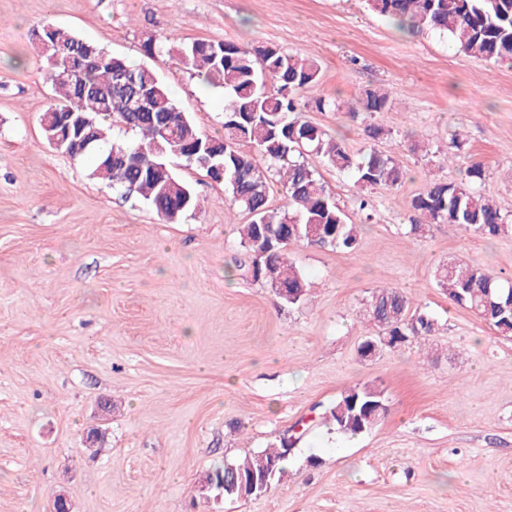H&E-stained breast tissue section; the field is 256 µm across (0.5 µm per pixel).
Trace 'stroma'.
Instances as JSON below:
<instances>
[{
	"mask_svg": "<svg viewBox=\"0 0 512 512\" xmlns=\"http://www.w3.org/2000/svg\"><path fill=\"white\" fill-rule=\"evenodd\" d=\"M45 24L149 63L208 135L224 132L222 93L176 60L147 58L148 36L318 60L302 119L358 152L362 120L315 102L384 88L391 134L375 147L408 178L370 193L356 252L293 247L314 288L301 306L277 303L240 244L248 216L205 171L170 158L200 205L169 223L93 177V158L49 147L39 118L53 91L34 37ZM415 138L442 160L410 152ZM473 161L483 193L512 214V65L404 31L366 0H0V512H49L59 494L71 512H512V337L432 278L452 259L512 278V233H405L428 177L459 179ZM381 287L403 289L442 327L426 346L364 360L359 314ZM365 383L385 391L380 423L355 438L321 424ZM301 421L310 429L267 495L202 487ZM93 431L104 436L95 454Z\"/></svg>",
	"mask_w": 512,
	"mask_h": 512,
	"instance_id": "stroma-1",
	"label": "stroma"
}]
</instances>
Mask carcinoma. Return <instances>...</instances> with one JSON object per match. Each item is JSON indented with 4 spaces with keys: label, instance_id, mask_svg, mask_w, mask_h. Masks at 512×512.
<instances>
[{
    "label": "carcinoma",
    "instance_id": "carcinoma-1",
    "mask_svg": "<svg viewBox=\"0 0 512 512\" xmlns=\"http://www.w3.org/2000/svg\"><path fill=\"white\" fill-rule=\"evenodd\" d=\"M382 15L407 22L412 31L432 30L450 40L460 52L483 60H512V0H368ZM47 62L46 80L55 93L45 113L67 112L79 116L90 111L88 90L104 89L124 74L135 81L138 92L149 93L145 109L122 89L112 87V99L98 105L93 140L81 157H95L92 175L137 194L160 219L182 200L183 217L198 207L190 185L171 168L172 154L190 168L203 170L223 183L230 207L250 215L240 229L241 246L251 258L253 278L270 288L277 300L290 306L303 303L313 283L296 266L289 249L298 245L331 247L354 252L359 247L361 225L353 223L331 196L309 154L339 172L348 173L363 195L359 209H369L364 195L376 188L397 189L405 182L400 161L371 146L351 154L343 140L323 127L297 117V93L317 83L321 65L286 53L275 45L248 48L224 41L197 39L173 42L148 37L143 50L148 56L178 60L214 87L224 88V134L212 136L196 128L181 110L169 88L151 67L135 65L126 57L60 28L35 32ZM97 59L86 68L87 58ZM388 93L366 88L347 106V112L371 117L389 110ZM133 134V141L114 138V128ZM46 142L57 141L58 153L67 151L64 128L41 124ZM484 180L479 162L469 164L459 182L432 177L413 196L411 208L417 220L408 234L421 236L434 224H459L489 239L512 232V215L505 214L477 188ZM280 184L288 204L270 203L274 184ZM437 287L461 307L470 309L502 336H512V283H504L483 269L462 260H450L434 270ZM288 289L283 295L280 289ZM360 323L362 344L379 350L398 349L425 341L440 329L431 312L412 305L398 288H378L363 303ZM388 411L384 389L377 384L356 386L336 398L324 411L322 422L345 436L370 431ZM290 449L281 438L261 451L228 460L208 475L228 498H257L243 488L242 480L277 467L273 482L285 475Z\"/></svg>",
    "mask_w": 512,
    "mask_h": 512
}]
</instances>
